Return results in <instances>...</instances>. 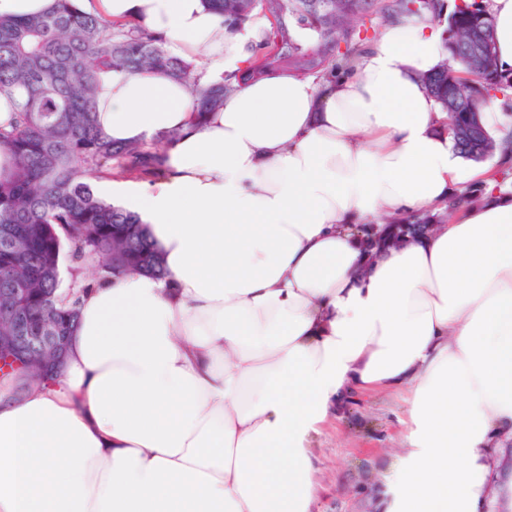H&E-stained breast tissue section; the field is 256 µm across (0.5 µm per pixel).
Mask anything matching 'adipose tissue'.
<instances>
[{"mask_svg": "<svg viewBox=\"0 0 512 512\" xmlns=\"http://www.w3.org/2000/svg\"><path fill=\"white\" fill-rule=\"evenodd\" d=\"M236 75L263 28L208 0H77ZM512 73V0H491ZM448 55L427 20L387 26L350 77L274 74L196 119L157 72L96 75L116 144L169 136L160 175L100 187L140 215L167 277L91 285L53 387L0 376V512H313L314 444L343 401L401 396L372 512H512V193L466 161L422 82ZM480 204L365 263L356 228Z\"/></svg>", "mask_w": 512, "mask_h": 512, "instance_id": "1", "label": "adipose tissue"}]
</instances>
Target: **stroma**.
Returning <instances> with one entry per match:
<instances>
[{"label":"stroma","mask_w":512,"mask_h":512,"mask_svg":"<svg viewBox=\"0 0 512 512\" xmlns=\"http://www.w3.org/2000/svg\"><path fill=\"white\" fill-rule=\"evenodd\" d=\"M402 404L385 395L344 402L335 429L316 444L319 465L328 485L316 503V512H369L371 471L383 468L393 447Z\"/></svg>","instance_id":"35a3bbf8"}]
</instances>
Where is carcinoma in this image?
<instances>
[{
    "instance_id": "obj_1",
    "label": "carcinoma",
    "mask_w": 512,
    "mask_h": 512,
    "mask_svg": "<svg viewBox=\"0 0 512 512\" xmlns=\"http://www.w3.org/2000/svg\"><path fill=\"white\" fill-rule=\"evenodd\" d=\"M228 24L259 14L269 27L256 44L237 85L271 74L336 76L368 39L369 30L399 16L428 15L447 22L450 57L489 43L483 63L462 77L448 61L422 77L441 111L448 113L457 147L479 161L496 150L480 108L489 93L512 95V77L499 72L487 0H465L443 15L444 0H209ZM101 67L156 70L187 84L202 117L236 90L224 80L198 88L192 64L169 54L162 37L140 22L112 23L79 11L74 0L25 18L0 17V92L24 99L0 145L10 148L13 169L0 179V310L25 313L29 335L53 326L67 337L89 269L99 281L129 270L166 275L161 253L138 216L97 194L102 173L152 179L163 167L164 136L154 146L115 145L95 121V74ZM447 213L389 219L357 229L359 249L372 258L384 245L421 235ZM71 282L63 287L64 273Z\"/></svg>"
}]
</instances>
